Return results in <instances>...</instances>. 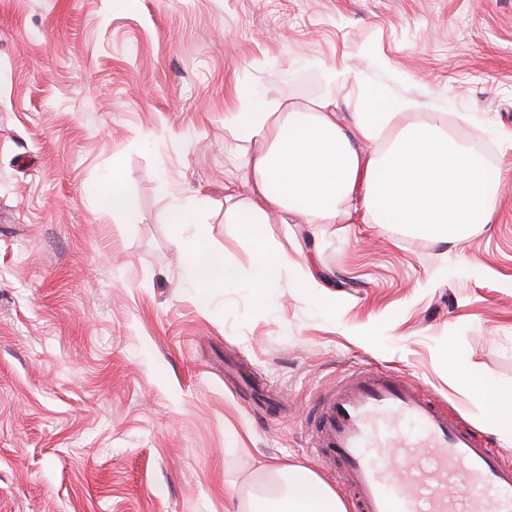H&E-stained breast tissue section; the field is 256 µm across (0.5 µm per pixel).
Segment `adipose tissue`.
Listing matches in <instances>:
<instances>
[{
  "mask_svg": "<svg viewBox=\"0 0 512 512\" xmlns=\"http://www.w3.org/2000/svg\"><path fill=\"white\" fill-rule=\"evenodd\" d=\"M228 123L247 143L239 189L230 196L226 222L252 228L291 214L307 224H332L363 199L364 221L406 225L455 242L473 226L490 224L495 181L487 166L447 129L433 106L436 91L418 96H368L359 111L339 117L334 100L301 105L245 85ZM427 119H419V111ZM183 248V281L192 288H226L237 269L199 242ZM288 259L259 249L251 278L260 302L277 295ZM456 379L473 392L492 426L512 425V386L472 372L459 354L449 357ZM251 512H346L336 493L300 465L288 466L279 493L258 496Z\"/></svg>",
  "mask_w": 512,
  "mask_h": 512,
  "instance_id": "1",
  "label": "adipose tissue"
}]
</instances>
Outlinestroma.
<instances>
[{"mask_svg":"<svg viewBox=\"0 0 512 512\" xmlns=\"http://www.w3.org/2000/svg\"><path fill=\"white\" fill-rule=\"evenodd\" d=\"M422 78L499 179L491 224L444 242L356 215L225 223L234 85L346 114ZM116 171L132 213L101 202ZM190 192L194 223H170ZM196 237L240 273L206 303L180 284ZM259 241L315 287L260 304ZM452 344L512 383V0H0V512H249L281 463L348 501L306 418L353 371L512 449Z\"/></svg>","mask_w":512,"mask_h":512,"instance_id":"1","label":"stroma"}]
</instances>
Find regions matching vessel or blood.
<instances>
[{
    "label": "vessel or blood",
    "mask_w": 512,
    "mask_h": 512,
    "mask_svg": "<svg viewBox=\"0 0 512 512\" xmlns=\"http://www.w3.org/2000/svg\"><path fill=\"white\" fill-rule=\"evenodd\" d=\"M417 432L405 429V421ZM355 512H512V451L488 448L417 386L387 371L341 375L309 441Z\"/></svg>",
    "instance_id": "obj_1"
}]
</instances>
